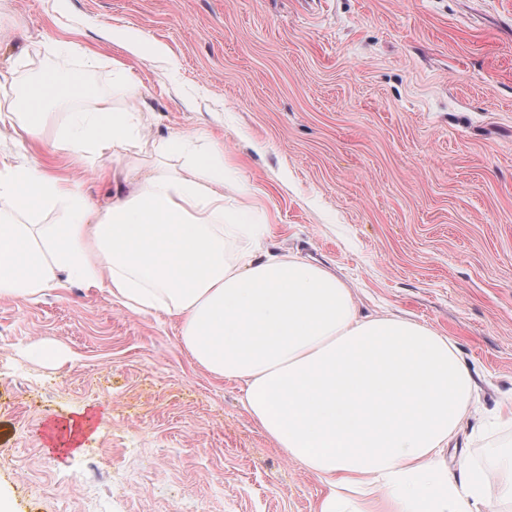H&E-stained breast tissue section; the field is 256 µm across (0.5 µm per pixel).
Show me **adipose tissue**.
Listing matches in <instances>:
<instances>
[{
  "label": "adipose tissue",
  "mask_w": 512,
  "mask_h": 512,
  "mask_svg": "<svg viewBox=\"0 0 512 512\" xmlns=\"http://www.w3.org/2000/svg\"><path fill=\"white\" fill-rule=\"evenodd\" d=\"M46 75L25 108L0 101L18 137L44 135L76 155L131 139L126 113L100 106L81 132L47 128ZM179 171L146 174L131 194L89 211L72 182L31 167H0V297L31 300L77 277L130 311L174 321L193 361L240 383L252 421L322 486L316 512H497L487 476L441 454L478 387L453 342L414 320L360 315L329 269L263 249L245 188L224 191V156L187 149ZM67 202L62 224L16 216ZM238 240L227 253V239Z\"/></svg>",
  "instance_id": "ef3b65f1"
}]
</instances>
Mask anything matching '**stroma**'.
Segmentation results:
<instances>
[{
	"label": "stroma",
	"instance_id": "35a3bbf8",
	"mask_svg": "<svg viewBox=\"0 0 512 512\" xmlns=\"http://www.w3.org/2000/svg\"><path fill=\"white\" fill-rule=\"evenodd\" d=\"M116 29L162 46L136 58ZM129 71L120 82L118 67ZM60 80L50 125L107 100L128 142L74 159L0 124L94 207L220 148L269 241L359 311L454 341L480 402L443 453L496 471L512 428V0H0V99ZM44 342L53 349H33ZM197 366L166 318L73 281L0 298V495L13 512H315L317 478Z\"/></svg>",
	"mask_w": 512,
	"mask_h": 512
}]
</instances>
